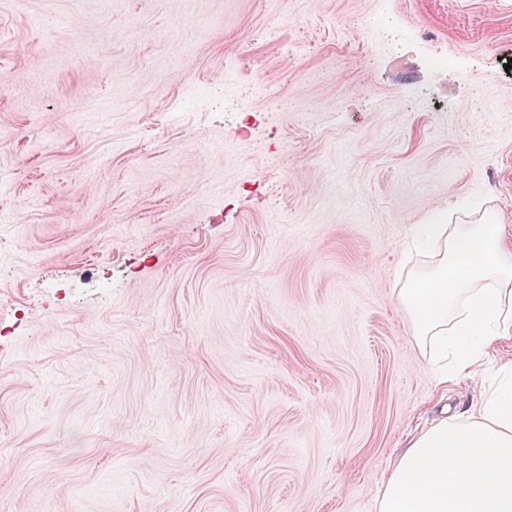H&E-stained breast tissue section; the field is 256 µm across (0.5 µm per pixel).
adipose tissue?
Here are the masks:
<instances>
[{
	"label": "adipose tissue",
	"mask_w": 512,
	"mask_h": 512,
	"mask_svg": "<svg viewBox=\"0 0 512 512\" xmlns=\"http://www.w3.org/2000/svg\"><path fill=\"white\" fill-rule=\"evenodd\" d=\"M415 242L436 266L396 291L415 336L454 370L483 366L495 336L512 332V243L497 211L477 220L419 225ZM473 416L415 436L390 470L376 512H512V363Z\"/></svg>",
	"instance_id": "ef3b65f1"
}]
</instances>
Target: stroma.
I'll use <instances>...</instances> for the list:
<instances>
[{
	"label": "stroma",
	"instance_id": "obj_1",
	"mask_svg": "<svg viewBox=\"0 0 512 512\" xmlns=\"http://www.w3.org/2000/svg\"><path fill=\"white\" fill-rule=\"evenodd\" d=\"M512 0H0V512H375L464 418L395 290L512 241Z\"/></svg>",
	"mask_w": 512,
	"mask_h": 512
}]
</instances>
